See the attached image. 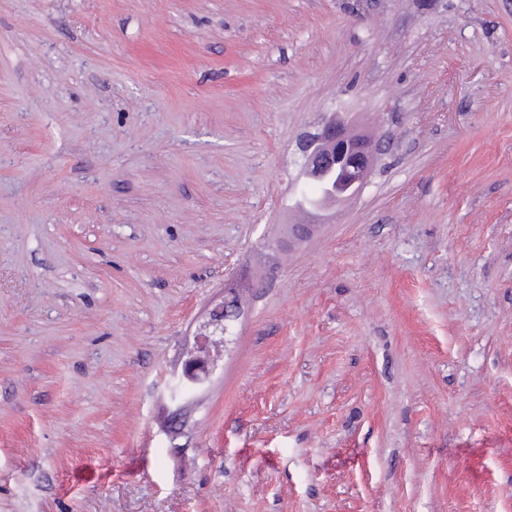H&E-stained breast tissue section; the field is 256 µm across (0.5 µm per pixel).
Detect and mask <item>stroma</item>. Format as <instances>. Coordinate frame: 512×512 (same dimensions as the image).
<instances>
[{
    "instance_id": "1",
    "label": "stroma",
    "mask_w": 512,
    "mask_h": 512,
    "mask_svg": "<svg viewBox=\"0 0 512 512\" xmlns=\"http://www.w3.org/2000/svg\"><path fill=\"white\" fill-rule=\"evenodd\" d=\"M0 512H512V0H0ZM312 143L298 146L301 166L320 187L319 197L306 199L316 209L325 199L342 200L359 194L371 175L379 150L372 135L356 133L338 117L317 124ZM229 298H225L224 302L215 307L209 313V317L199 324L196 343L187 352L188 358L182 370V379L187 383H199L212 374L218 368V362L223 358L227 345L232 341L231 322L237 318V300L236 297L231 300ZM215 311L221 313H214Z\"/></svg>"
}]
</instances>
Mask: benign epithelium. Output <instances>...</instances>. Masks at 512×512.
I'll return each mask as SVG.
<instances>
[{
    "label": "benign epithelium",
    "instance_id": "1",
    "mask_svg": "<svg viewBox=\"0 0 512 512\" xmlns=\"http://www.w3.org/2000/svg\"><path fill=\"white\" fill-rule=\"evenodd\" d=\"M298 150L301 166L320 187V196L306 199L315 209L325 199L338 201L362 191L375 165L379 141L352 131L337 117H329L317 124L312 142L301 143ZM236 304L234 298L224 299L199 324L196 343L187 352L182 370L186 382L199 383L218 368L233 335Z\"/></svg>",
    "mask_w": 512,
    "mask_h": 512
}]
</instances>
